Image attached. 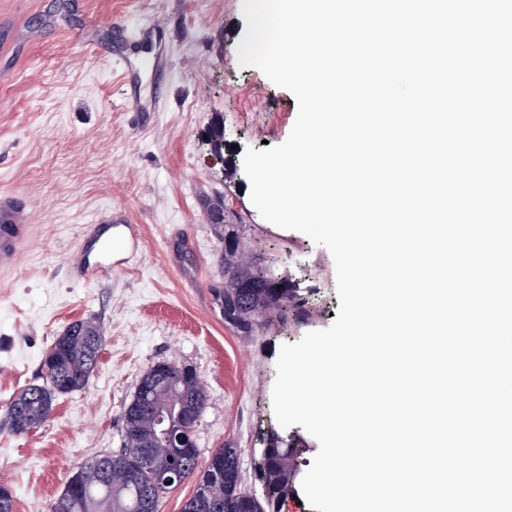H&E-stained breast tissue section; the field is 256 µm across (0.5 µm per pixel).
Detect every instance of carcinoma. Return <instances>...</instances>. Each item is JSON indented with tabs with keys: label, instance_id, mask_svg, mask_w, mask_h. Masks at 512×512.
<instances>
[{
	"label": "carcinoma",
	"instance_id": "1",
	"mask_svg": "<svg viewBox=\"0 0 512 512\" xmlns=\"http://www.w3.org/2000/svg\"><path fill=\"white\" fill-rule=\"evenodd\" d=\"M224 240V284L212 288L213 300L224 322L242 336H252L273 320L285 322L288 314L305 305L288 279L276 273L277 261L262 264L232 260L240 249L238 234L212 223ZM104 342L100 324L71 323L46 353L42 369L46 384L31 385L14 395L6 408L10 429L25 434L52 413L55 401L83 389L97 365ZM164 375V387L155 389L156 373ZM186 402L184 414L171 406ZM207 405L206 390L195 370L186 365L158 362L140 378L123 411V443L115 452L99 455L74 468L51 512H159L160 498L180 482L195 478L196 490L181 512H279L295 489L299 455L288 436L270 429L265 436L259 479L265 495L259 499L241 491L238 451L213 450L204 466H198L196 448H183L156 436V412L169 414L174 433L186 442L195 441V428ZM120 467L133 476L134 487L104 484L106 472ZM180 473L169 485L162 475Z\"/></svg>",
	"mask_w": 512,
	"mask_h": 512
}]
</instances>
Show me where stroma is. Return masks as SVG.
<instances>
[{
  "mask_svg": "<svg viewBox=\"0 0 512 512\" xmlns=\"http://www.w3.org/2000/svg\"><path fill=\"white\" fill-rule=\"evenodd\" d=\"M245 30L242 0H0V195L32 210L18 267L0 273V481L14 512H49L74 467L120 448L124 406L162 361L193 368L207 391L200 460L237 449L243 488L264 495L279 349L329 327L340 300L329 250L251 202L244 153L283 144L298 104L240 66ZM127 68L135 108L121 96ZM216 127L218 157L207 143ZM218 194L247 256L277 258L307 291V316L251 336L225 324L212 294L224 244L205 215ZM108 216L135 226L138 250L112 275L78 277L73 252ZM80 320L105 336L86 387L59 397L36 430L13 433L9 399L44 383L46 353Z\"/></svg>",
  "mask_w": 512,
  "mask_h": 512,
  "instance_id": "35a3bbf8",
  "label": "stroma"
}]
</instances>
